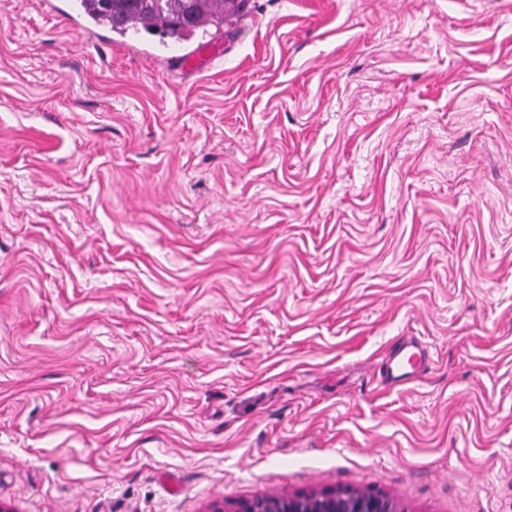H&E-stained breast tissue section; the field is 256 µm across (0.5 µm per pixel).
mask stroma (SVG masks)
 I'll list each match as a JSON object with an SVG mask.
<instances>
[{"instance_id":"35a3bbf8","label":"stroma","mask_w":512,"mask_h":512,"mask_svg":"<svg viewBox=\"0 0 512 512\" xmlns=\"http://www.w3.org/2000/svg\"><path fill=\"white\" fill-rule=\"evenodd\" d=\"M75 3L0 0V501L512 512V0ZM79 0L82 13L96 26L125 36L140 29H163L177 35L207 32V26L219 30L239 16L245 0ZM431 361L427 346L417 339L401 340L386 364V379L407 382L420 376ZM399 500L368 490L271 494L245 500L232 512H408Z\"/></svg>"}]
</instances>
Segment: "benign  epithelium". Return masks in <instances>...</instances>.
I'll return each instance as SVG.
<instances>
[{"label": "benign epithelium", "instance_id": "obj_1", "mask_svg": "<svg viewBox=\"0 0 512 512\" xmlns=\"http://www.w3.org/2000/svg\"><path fill=\"white\" fill-rule=\"evenodd\" d=\"M233 512H408L399 500L368 490L271 494L245 500Z\"/></svg>", "mask_w": 512, "mask_h": 512}]
</instances>
